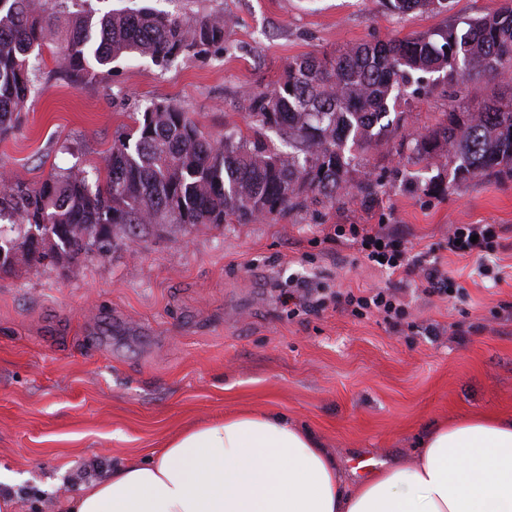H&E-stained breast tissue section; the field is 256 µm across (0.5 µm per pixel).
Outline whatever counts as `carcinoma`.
<instances>
[{"instance_id":"cac0c4a2","label":"carcinoma","mask_w":512,"mask_h":512,"mask_svg":"<svg viewBox=\"0 0 512 512\" xmlns=\"http://www.w3.org/2000/svg\"><path fill=\"white\" fill-rule=\"evenodd\" d=\"M449 0H384L393 15L442 14ZM220 16L180 18L149 8L103 16L77 11L65 23L36 0H0V136L20 128L39 91L43 48L55 49L64 71L94 74L137 53L165 68L180 55L224 49ZM452 84L471 76L512 80V0L497 11L453 20L402 39L365 43L333 59L293 61L268 91L247 93L250 133L214 142L173 104L150 102L133 114L105 157L104 173L55 170L37 188L15 181L0 188V249L20 264L107 253L112 234L144 224H252L273 220L318 198L336 200L347 187L351 147L398 129L403 113L390 102L425 74ZM270 128L294 137L288 154L271 145ZM445 158L454 184L478 176L512 178V99L480 112H451L415 140L410 164ZM43 224L44 250L29 232Z\"/></svg>"}]
</instances>
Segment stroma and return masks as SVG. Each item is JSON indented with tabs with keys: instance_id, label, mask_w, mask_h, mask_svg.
<instances>
[{
	"instance_id": "stroma-1",
	"label": "stroma",
	"mask_w": 512,
	"mask_h": 512,
	"mask_svg": "<svg viewBox=\"0 0 512 512\" xmlns=\"http://www.w3.org/2000/svg\"><path fill=\"white\" fill-rule=\"evenodd\" d=\"M503 0H451L449 13L389 14L381 0H54L58 19L144 7L219 15L225 51L167 67L128 56L92 76L61 72L44 49L40 95L20 129L0 139V176L36 187L55 169L102 167L116 133L152 101L177 105L204 136L247 129V91L269 90L288 64L337 56L378 39L434 31L496 11ZM398 105L402 125L358 151L345 192L254 224H154L118 233L109 253L0 274V484L17 512H64L82 484L148 457L217 414L279 411L306 426L345 471L360 461L412 463L432 423L463 414L512 415V179L481 176L447 192L438 171L407 167L414 139L449 112L512 96L505 83L447 84ZM377 195L361 191L366 182ZM339 224H380L437 257L463 288L426 292L421 271L389 274L337 237ZM458 224H491L492 262L449 251ZM387 288L408 305L398 326L358 319L340 292ZM326 308L290 315L284 293Z\"/></svg>"
}]
</instances>
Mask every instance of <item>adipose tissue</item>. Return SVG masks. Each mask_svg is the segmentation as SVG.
<instances>
[{"mask_svg": "<svg viewBox=\"0 0 512 512\" xmlns=\"http://www.w3.org/2000/svg\"><path fill=\"white\" fill-rule=\"evenodd\" d=\"M413 465L350 484L310 429L224 413L82 485L67 512H512V416L430 426Z\"/></svg>", "mask_w": 512, "mask_h": 512, "instance_id": "1", "label": "adipose tissue"}]
</instances>
